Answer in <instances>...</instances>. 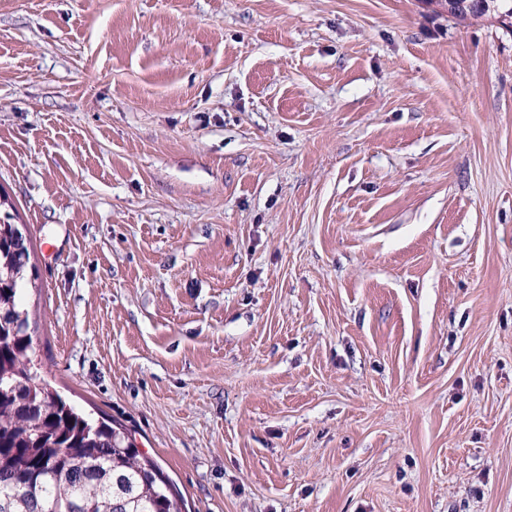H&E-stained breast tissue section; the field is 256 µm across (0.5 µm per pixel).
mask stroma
I'll list each match as a JSON object with an SVG mask.
<instances>
[{"label":"stroma","instance_id":"35a3bbf8","mask_svg":"<svg viewBox=\"0 0 512 512\" xmlns=\"http://www.w3.org/2000/svg\"><path fill=\"white\" fill-rule=\"evenodd\" d=\"M29 368L187 512H512V33L426 0H0Z\"/></svg>","mask_w":512,"mask_h":512}]
</instances>
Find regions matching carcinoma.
<instances>
[{
  "label": "carcinoma",
  "mask_w": 512,
  "mask_h": 512,
  "mask_svg": "<svg viewBox=\"0 0 512 512\" xmlns=\"http://www.w3.org/2000/svg\"><path fill=\"white\" fill-rule=\"evenodd\" d=\"M481 2L453 18L486 17L512 32V0ZM14 211L0 193V512H183L169 477L127 434L34 382L19 303L31 250Z\"/></svg>",
  "instance_id": "cac0c4a2"
}]
</instances>
